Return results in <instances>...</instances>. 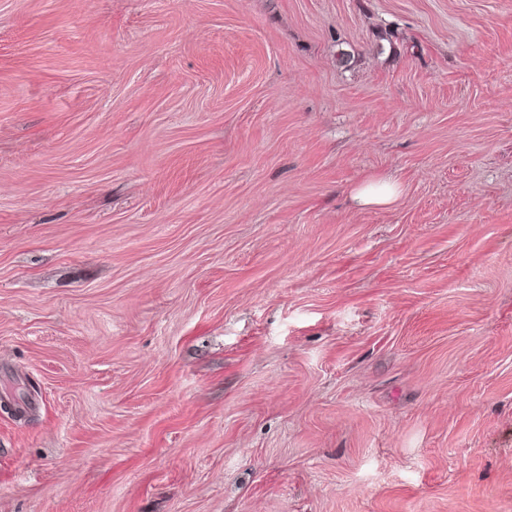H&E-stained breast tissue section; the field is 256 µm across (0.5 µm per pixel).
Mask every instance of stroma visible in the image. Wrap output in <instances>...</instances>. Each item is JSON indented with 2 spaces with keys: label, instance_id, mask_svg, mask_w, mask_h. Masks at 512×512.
<instances>
[{
  "label": "stroma",
  "instance_id": "obj_1",
  "mask_svg": "<svg viewBox=\"0 0 512 512\" xmlns=\"http://www.w3.org/2000/svg\"><path fill=\"white\" fill-rule=\"evenodd\" d=\"M0 512H512V0H0ZM398 187L387 181H370L359 187L354 199L361 205H386L395 200Z\"/></svg>",
  "mask_w": 512,
  "mask_h": 512
}]
</instances>
